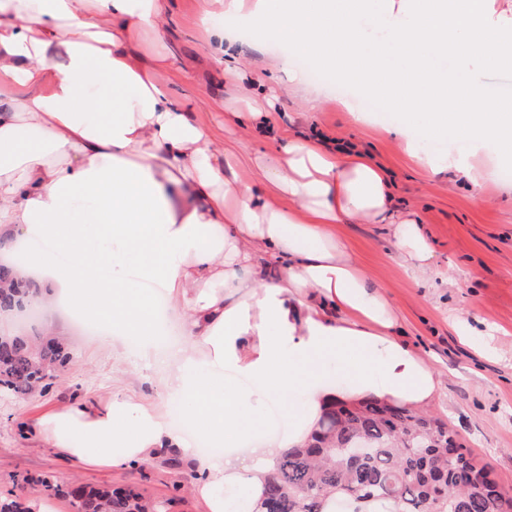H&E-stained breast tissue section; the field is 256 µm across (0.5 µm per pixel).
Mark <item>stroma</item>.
I'll return each instance as SVG.
<instances>
[{"mask_svg": "<svg viewBox=\"0 0 512 512\" xmlns=\"http://www.w3.org/2000/svg\"><path fill=\"white\" fill-rule=\"evenodd\" d=\"M208 7L207 0H168L164 44L194 80L187 86L169 75L165 83L206 123L218 126L223 110L200 104L201 97L224 92L204 44L201 17ZM239 49L248 62L245 76L261 80L263 103L277 127L368 153L388 171L398 209L416 215L433 249L432 272L420 279L397 262L389 225L353 221L337 230L354 245L369 286L401 311L402 343L440 374L435 413L501 486L512 489V162L471 154L466 140L455 134L422 136L419 122H406L404 113L374 99L347 111L346 90L320 71L307 85L321 91L325 102L308 110L301 93L288 90L269 54L244 42ZM461 155L486 172L481 200H474L469 180L451 163ZM432 166L444 169L433 181L427 177ZM463 323L469 336L460 334ZM0 326L23 334H60L73 354L62 379L46 394L25 400L0 394V497L20 494L19 479L50 475L60 483L131 485L163 501L165 512H204L192 492L190 467L173 470L160 458L123 470L86 467L45 447L32 432L38 417L61 405L101 399L117 389L152 399L157 385L122 374L119 360L60 311L48 308L30 320L1 317Z\"/></svg>", "mask_w": 512, "mask_h": 512, "instance_id": "1", "label": "stroma"}]
</instances>
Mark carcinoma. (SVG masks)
Segmentation results:
<instances>
[{"mask_svg":"<svg viewBox=\"0 0 512 512\" xmlns=\"http://www.w3.org/2000/svg\"><path fill=\"white\" fill-rule=\"evenodd\" d=\"M0 265V313L31 306L39 292L31 282L9 278ZM0 391L19 397L45 393L70 355L64 345L41 336H0ZM368 445L362 456L351 448ZM47 499L63 497L73 512H162L131 488H98L73 482L62 488L43 478ZM352 512H512V491L490 477L441 419L425 409L370 400L338 406L303 448L285 451L269 471L260 512H328L335 497ZM0 512H32L26 498L0 501Z\"/></svg>","mask_w":512,"mask_h":512,"instance_id":"obj_1","label":"carcinoma"}]
</instances>
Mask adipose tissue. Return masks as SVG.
<instances>
[{
	"mask_svg": "<svg viewBox=\"0 0 512 512\" xmlns=\"http://www.w3.org/2000/svg\"><path fill=\"white\" fill-rule=\"evenodd\" d=\"M214 2L258 41L387 107L423 111L425 134L460 131L512 160V99L435 66L450 57L512 69V0ZM164 26L162 0H0V250L24 252L35 303L102 327L109 352L136 341L127 372L163 375L151 401L118 391L43 414L39 440L111 470L176 449L207 512H250L267 470L336 404L426 407L441 391L337 225H390L403 265L422 275L433 251L414 214L397 209L387 172L359 150L288 136L249 166L224 148L227 129H274L242 86L237 38L209 31L225 83L240 87L215 129L161 80L176 68ZM161 294L188 342L167 343ZM282 397L285 427L266 439ZM174 411L216 454L191 448L169 424Z\"/></svg>",
	"mask_w": 512,
	"mask_h": 512,
	"instance_id": "ef3b65f1",
	"label": "adipose tissue"
}]
</instances>
